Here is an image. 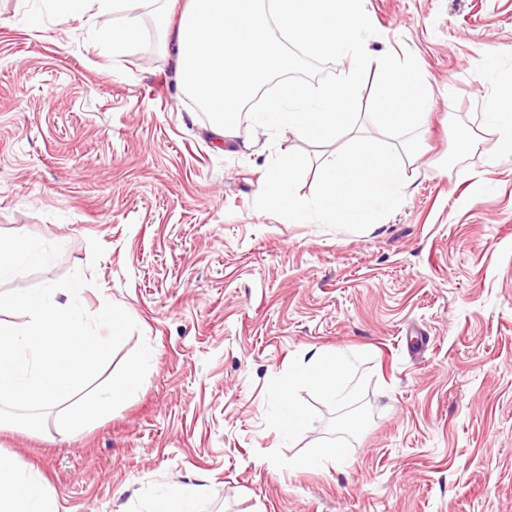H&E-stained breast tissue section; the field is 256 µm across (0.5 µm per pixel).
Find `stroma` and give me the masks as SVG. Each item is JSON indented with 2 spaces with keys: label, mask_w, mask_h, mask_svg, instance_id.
Masks as SVG:
<instances>
[{
  "label": "stroma",
  "mask_w": 512,
  "mask_h": 512,
  "mask_svg": "<svg viewBox=\"0 0 512 512\" xmlns=\"http://www.w3.org/2000/svg\"><path fill=\"white\" fill-rule=\"evenodd\" d=\"M25 8L0 0V238L61 247L0 290L82 270L85 310L139 327L113 364L154 353L71 436L0 427L55 512H145L194 486V512H512V155L484 119L512 85V0H366L368 51L411 52L431 108L401 206L361 232L254 209L275 153L324 149L245 117L219 139L173 38L113 58L83 20L32 27ZM339 348L356 396L296 386L305 424L280 435L279 384ZM317 446L343 463L304 466Z\"/></svg>",
  "instance_id": "stroma-1"
}]
</instances>
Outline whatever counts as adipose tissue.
<instances>
[{
    "instance_id": "adipose-tissue-1",
    "label": "adipose tissue",
    "mask_w": 512,
    "mask_h": 512,
    "mask_svg": "<svg viewBox=\"0 0 512 512\" xmlns=\"http://www.w3.org/2000/svg\"><path fill=\"white\" fill-rule=\"evenodd\" d=\"M52 247L32 244L24 240L9 243L0 241V278L20 275L29 264H51ZM311 383L336 402L351 395V362L343 351L328 354L314 350L289 374L279 392V409L273 414L275 427L292 435L303 425V415L292 398L296 384ZM0 512H54L52 501L40 477L18 468L13 460L0 454Z\"/></svg>"
}]
</instances>
